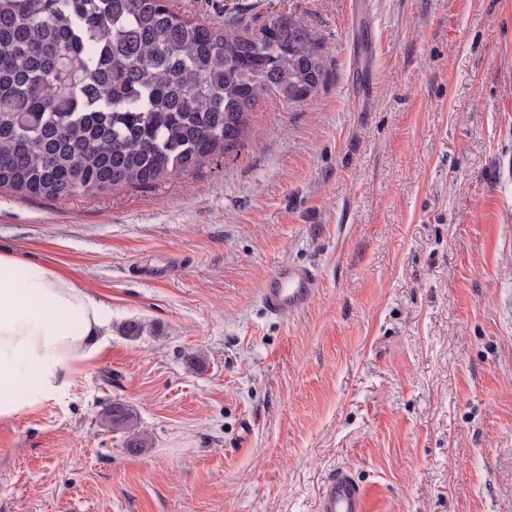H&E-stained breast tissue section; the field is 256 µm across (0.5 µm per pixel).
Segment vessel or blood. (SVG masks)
Instances as JSON below:
<instances>
[{
	"mask_svg": "<svg viewBox=\"0 0 512 512\" xmlns=\"http://www.w3.org/2000/svg\"><path fill=\"white\" fill-rule=\"evenodd\" d=\"M317 284L311 269L284 264L269 277L260 299L267 313L288 316L310 304ZM317 512H368L366 489L348 471L333 472L319 488Z\"/></svg>",
	"mask_w": 512,
	"mask_h": 512,
	"instance_id": "obj_1",
	"label": "vessel or blood"
}]
</instances>
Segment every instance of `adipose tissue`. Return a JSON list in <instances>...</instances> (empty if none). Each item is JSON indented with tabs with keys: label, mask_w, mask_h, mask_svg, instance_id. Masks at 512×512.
Here are the masks:
<instances>
[{
	"label": "adipose tissue",
	"mask_w": 512,
	"mask_h": 512,
	"mask_svg": "<svg viewBox=\"0 0 512 512\" xmlns=\"http://www.w3.org/2000/svg\"><path fill=\"white\" fill-rule=\"evenodd\" d=\"M105 304L52 268L0 254V421L65 394L103 350Z\"/></svg>",
	"instance_id": "ef3b65f1"
}]
</instances>
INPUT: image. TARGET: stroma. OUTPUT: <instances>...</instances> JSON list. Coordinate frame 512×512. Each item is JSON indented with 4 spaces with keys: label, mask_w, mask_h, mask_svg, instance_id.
Masks as SVG:
<instances>
[{
    "label": "stroma",
    "mask_w": 512,
    "mask_h": 512,
    "mask_svg": "<svg viewBox=\"0 0 512 512\" xmlns=\"http://www.w3.org/2000/svg\"><path fill=\"white\" fill-rule=\"evenodd\" d=\"M173 5L290 15L326 77L155 185L0 190V254L111 311L67 393L0 422V512H314L342 468L369 512H512V0ZM285 263L319 288L276 318L259 294ZM105 420L114 430H121L129 435L126 436V446L131 452H137L144 448L147 439L145 432L140 429L137 414L128 406L121 403H114L105 416Z\"/></svg>",
    "instance_id": "1"
}]
</instances>
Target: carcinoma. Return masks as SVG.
Here are the masks:
<instances>
[{
  "mask_svg": "<svg viewBox=\"0 0 512 512\" xmlns=\"http://www.w3.org/2000/svg\"><path fill=\"white\" fill-rule=\"evenodd\" d=\"M323 78L322 48L290 15L213 27L170 0H0V188L149 186L237 147L260 99L299 102ZM105 420L145 446L131 408Z\"/></svg>",
  "mask_w": 512,
  "mask_h": 512,
  "instance_id": "cac0c4a2",
  "label": "carcinoma"
}]
</instances>
